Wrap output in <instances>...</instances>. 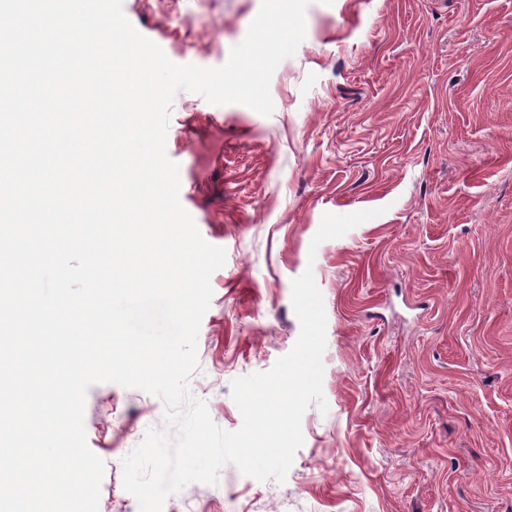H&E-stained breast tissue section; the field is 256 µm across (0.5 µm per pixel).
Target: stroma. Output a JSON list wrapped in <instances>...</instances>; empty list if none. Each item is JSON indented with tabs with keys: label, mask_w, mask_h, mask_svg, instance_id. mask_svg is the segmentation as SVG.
Wrapping results in <instances>:
<instances>
[{
	"label": "stroma",
	"mask_w": 512,
	"mask_h": 512,
	"mask_svg": "<svg viewBox=\"0 0 512 512\" xmlns=\"http://www.w3.org/2000/svg\"><path fill=\"white\" fill-rule=\"evenodd\" d=\"M261 0H122L177 64L219 67ZM264 116L179 93L166 152L183 208L226 251L192 398L227 431L235 378L293 348L292 281L326 313L323 392L285 482L236 466L163 512H512V0H311ZM374 211L312 246L324 213ZM164 400L96 383L98 512H139L123 460Z\"/></svg>",
	"instance_id": "obj_1"
}]
</instances>
